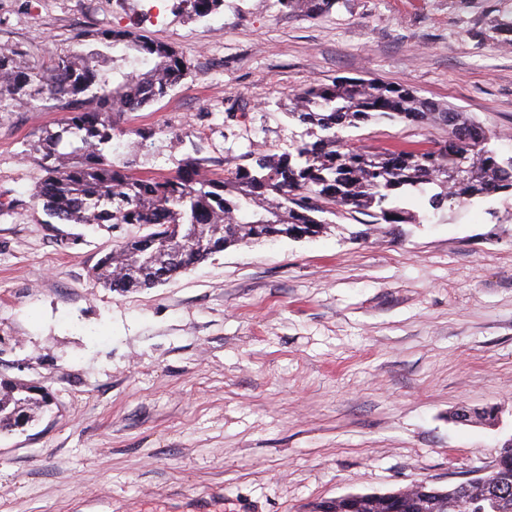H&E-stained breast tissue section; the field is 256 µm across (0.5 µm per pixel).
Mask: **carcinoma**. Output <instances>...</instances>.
<instances>
[{
    "mask_svg": "<svg viewBox=\"0 0 512 512\" xmlns=\"http://www.w3.org/2000/svg\"><path fill=\"white\" fill-rule=\"evenodd\" d=\"M207 17L224 0H179ZM339 0H278L306 16L330 10ZM101 48L55 57L38 69L29 55L0 48V108L28 106L37 97H65L69 111L61 130L41 144L45 175L35 196L62 224H139L150 232L116 245L92 268L104 288L127 291L164 284L240 242L285 236L314 237L324 213L339 208L395 228L416 220L403 202L429 186L438 211L475 197L512 190V156L491 146L492 136L451 107L412 89L376 80L313 81L291 94L288 117L322 135L295 152L259 155L219 176L206 161L185 159L170 176L138 175L107 158L115 116L137 112L164 97L187 71L175 48L132 31L103 29ZM123 46L112 70L101 69L103 49ZM135 56H129V51ZM374 119L432 121L448 137L424 153L414 149L372 152L345 147L340 130ZM49 402L36 385L0 382V429L22 415L33 418ZM493 490L471 487L460 512H512V442L494 465ZM453 492L443 497L423 483L391 492L379 512H453Z\"/></svg>",
    "mask_w": 512,
    "mask_h": 512,
    "instance_id": "obj_1",
    "label": "carcinoma"
}]
</instances>
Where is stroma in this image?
I'll return each mask as SVG.
<instances>
[{
  "mask_svg": "<svg viewBox=\"0 0 512 512\" xmlns=\"http://www.w3.org/2000/svg\"><path fill=\"white\" fill-rule=\"evenodd\" d=\"M512 0H338L307 17L277 0H0V48L42 65L81 33L133 31L188 69L121 116L162 176L185 158L221 173L312 140L288 97L339 77L403 84L467 113L512 155ZM65 100L0 112V379L52 402L0 432V512H304L350 493L484 476L512 439V195L389 229L327 215L324 233L239 243L123 294L90 272L136 224L50 217L38 146ZM378 152L446 139L389 120L344 131ZM491 409L495 420L479 419Z\"/></svg>",
  "mask_w": 512,
  "mask_h": 512,
  "instance_id": "1",
  "label": "stroma"
}]
</instances>
